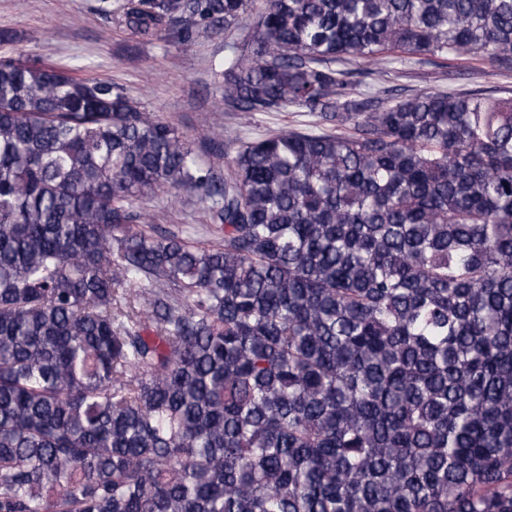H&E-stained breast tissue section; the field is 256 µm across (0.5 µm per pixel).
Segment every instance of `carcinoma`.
Wrapping results in <instances>:
<instances>
[{
  "mask_svg": "<svg viewBox=\"0 0 512 512\" xmlns=\"http://www.w3.org/2000/svg\"><path fill=\"white\" fill-rule=\"evenodd\" d=\"M244 16L224 111L316 123L222 176L124 88L0 60V512H512V94L378 88L424 54L511 73L512 0L112 24L185 43ZM161 188L207 223L149 224Z\"/></svg>",
  "mask_w": 512,
  "mask_h": 512,
  "instance_id": "carcinoma-1",
  "label": "carcinoma"
}]
</instances>
